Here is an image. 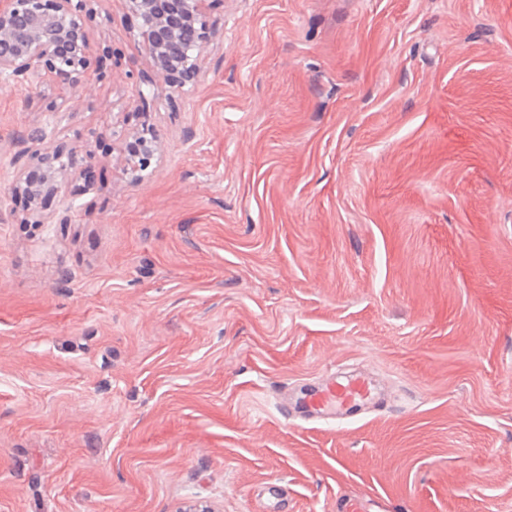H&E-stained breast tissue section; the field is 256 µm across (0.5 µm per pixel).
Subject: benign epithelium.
I'll use <instances>...</instances> for the list:
<instances>
[{
    "instance_id": "1",
    "label": "benign epithelium",
    "mask_w": 512,
    "mask_h": 512,
    "mask_svg": "<svg viewBox=\"0 0 512 512\" xmlns=\"http://www.w3.org/2000/svg\"><path fill=\"white\" fill-rule=\"evenodd\" d=\"M90 0H0V78L37 87L54 74L68 81L73 94L90 66L86 19ZM207 0H127L129 12L141 20V37L157 76L174 92L198 75L199 50L211 34ZM32 155L41 178L20 176L22 190L33 211L43 208L65 179L66 160L78 153L92 157L86 143L53 144L36 134ZM159 150L155 135L135 130L122 138L124 170L131 181H142Z\"/></svg>"
}]
</instances>
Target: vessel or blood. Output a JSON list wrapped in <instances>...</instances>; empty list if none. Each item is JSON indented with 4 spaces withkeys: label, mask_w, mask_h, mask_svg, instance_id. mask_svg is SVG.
<instances>
[{
    "label": "vessel or blood",
    "mask_w": 512,
    "mask_h": 512,
    "mask_svg": "<svg viewBox=\"0 0 512 512\" xmlns=\"http://www.w3.org/2000/svg\"><path fill=\"white\" fill-rule=\"evenodd\" d=\"M377 398V387L371 379L363 377L343 385L327 377L315 393L297 402L296 407L302 421H329L353 408L376 402Z\"/></svg>",
    "instance_id": "obj_1"
}]
</instances>
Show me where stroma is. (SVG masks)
<instances>
[{
  "instance_id": "obj_1",
  "label": "stroma",
  "mask_w": 512,
  "mask_h": 512,
  "mask_svg": "<svg viewBox=\"0 0 512 512\" xmlns=\"http://www.w3.org/2000/svg\"><path fill=\"white\" fill-rule=\"evenodd\" d=\"M91 6L80 98L0 82V512H512V0H214L179 93ZM331 373L381 405L285 423ZM158 150V139L149 132V129H146V132L144 128L141 132L138 130L128 132L122 138L121 153L124 156V170L133 183L142 181L141 172L147 170ZM47 137L43 134L33 136V141L39 145L32 151L37 162L41 178L36 180L29 176L20 175L17 180L16 189H21L26 196L28 203L33 205V212L43 208L58 192V182L63 181L67 175L68 165L64 158H72L73 155L84 153L87 158H92V150L88 143L68 145L64 143L53 144L45 142Z\"/></svg>"
}]
</instances>
